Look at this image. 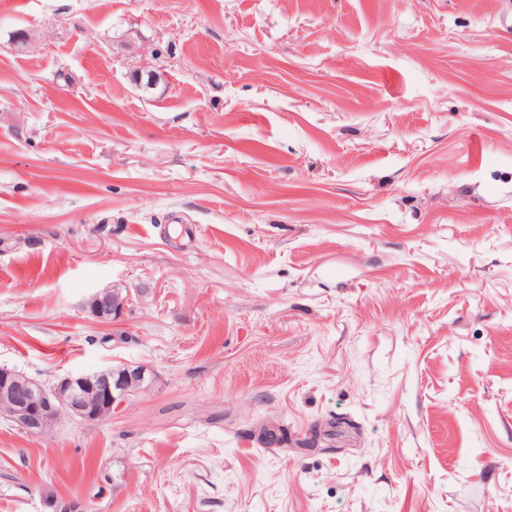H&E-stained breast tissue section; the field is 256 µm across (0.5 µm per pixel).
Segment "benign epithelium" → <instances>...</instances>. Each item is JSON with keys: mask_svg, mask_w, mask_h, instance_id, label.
I'll list each match as a JSON object with an SVG mask.
<instances>
[{"mask_svg": "<svg viewBox=\"0 0 512 512\" xmlns=\"http://www.w3.org/2000/svg\"><path fill=\"white\" fill-rule=\"evenodd\" d=\"M128 295L118 289L92 295L87 303L99 323L122 321ZM156 379L141 365L108 368L93 374L41 382L0 368V417L31 434L49 432L62 418L102 422L121 405L133 402Z\"/></svg>", "mask_w": 512, "mask_h": 512, "instance_id": "benign-epithelium-1", "label": "benign epithelium"}]
</instances>
